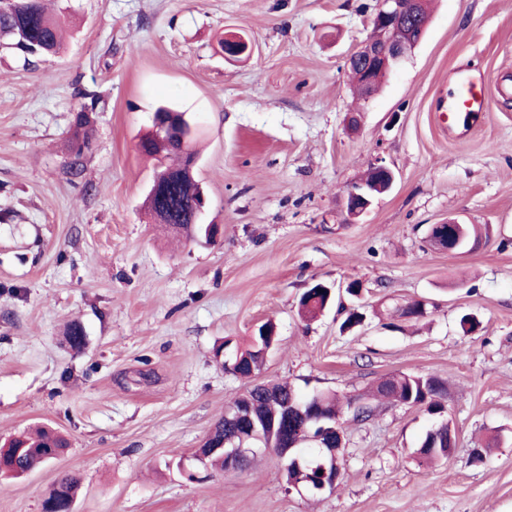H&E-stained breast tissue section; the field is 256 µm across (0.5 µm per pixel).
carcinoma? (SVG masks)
Listing matches in <instances>:
<instances>
[{"label": "carcinoma", "instance_id": "1", "mask_svg": "<svg viewBox=\"0 0 512 512\" xmlns=\"http://www.w3.org/2000/svg\"><path fill=\"white\" fill-rule=\"evenodd\" d=\"M408 26L401 33L404 38H421L426 30L429 13L426 3L405 5ZM62 30L59 18L51 13L45 0H0V47L21 54L25 61L54 55L60 48ZM78 95L83 102L75 111L71 133L67 143L69 162L66 174L79 176L86 156L93 146L96 109L100 96L95 91L82 89ZM139 150L157 157L158 166L153 184L162 199L147 200L149 210L162 224H176L175 232L193 238L206 231V225L192 219V207L199 200L202 186L196 171L189 170V156L182 146L166 135L151 134L139 143ZM331 301L326 294H302L299 300L301 315L314 319L322 314ZM69 345L81 350L86 344L82 326L71 325L66 332ZM229 342L214 350L215 360L222 361L224 370L236 377L249 379L258 375L265 364L263 346L269 345V337H250L245 348L233 350L230 360L220 359ZM378 396L392 398L409 407L426 412L433 420L432 427L422 437L419 447L422 460L439 461L448 458V432L450 431L446 405V382L434 375L395 373L381 381L376 389ZM302 400L299 392L288 382L258 384L233 400L236 405L246 404L252 417L263 423L276 422L277 441L284 448L302 449L300 466L285 465L286 482L300 483L306 487L313 483L320 465L324 463L320 448H343V434H330L322 439V445L306 440L308 419L323 416L334 422L338 415L339 399L331 393L317 392L303 400V405L292 409L291 401ZM13 454L0 464V476H20L36 470L44 463L59 456L67 448L66 440L54 430L41 427L33 434L21 435L10 441ZM76 482L69 476L60 477L54 484V494L45 499L43 512H71L76 495Z\"/></svg>", "mask_w": 512, "mask_h": 512}]
</instances>
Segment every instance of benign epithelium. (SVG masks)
<instances>
[{
	"label": "benign epithelium",
	"mask_w": 512,
	"mask_h": 512,
	"mask_svg": "<svg viewBox=\"0 0 512 512\" xmlns=\"http://www.w3.org/2000/svg\"><path fill=\"white\" fill-rule=\"evenodd\" d=\"M403 25V0H379L378 7L372 19V30L353 53L349 61L355 63L361 72L359 85L371 90L381 84L398 63L411 51L415 44L398 38V32ZM252 51L249 41L240 34L224 37V56L236 58L248 55ZM153 131L168 134L179 140L186 151H191L193 128L185 119V114L155 113L152 117ZM375 182L362 181L350 186L343 198V211L346 222L351 223L363 215L372 203L375 192L384 193L392 189L396 181L394 171L380 162L371 167ZM457 222L450 221L441 225L443 228L441 247L450 253L456 252ZM206 453L199 454L198 460L205 459V454L221 452L224 458L232 461L246 456L252 449L245 445L235 446L233 440L227 438L215 439L214 433H209L204 440Z\"/></svg>",
	"instance_id": "obj_1"
}]
</instances>
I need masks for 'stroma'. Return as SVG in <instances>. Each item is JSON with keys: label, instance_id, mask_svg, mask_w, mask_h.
<instances>
[{"label": "stroma", "instance_id": "1", "mask_svg": "<svg viewBox=\"0 0 512 512\" xmlns=\"http://www.w3.org/2000/svg\"><path fill=\"white\" fill-rule=\"evenodd\" d=\"M46 2L68 15L64 53L29 65L0 49V444L46 423L69 446L0 478V512H42L64 475L74 512H512V97L492 83L512 75V0H432L424 38L366 101L347 59L378 0ZM231 33L251 56L225 58ZM466 66L494 101L452 129L442 99ZM80 87L101 101L72 178ZM163 102L193 126L215 244L174 238L145 207L154 162L138 143ZM380 160L394 188L346 223L343 193ZM451 218L478 225L477 249L425 246ZM352 280L361 325L299 317L312 283ZM413 299L424 318L388 317ZM267 321L263 382L359 399L400 371L447 380L452 457L422 462L429 416L382 399L368 421L339 415L334 490L288 486L271 450L203 469L195 453L247 385L214 348Z\"/></svg>", "mask_w": 512, "mask_h": 512}]
</instances>
